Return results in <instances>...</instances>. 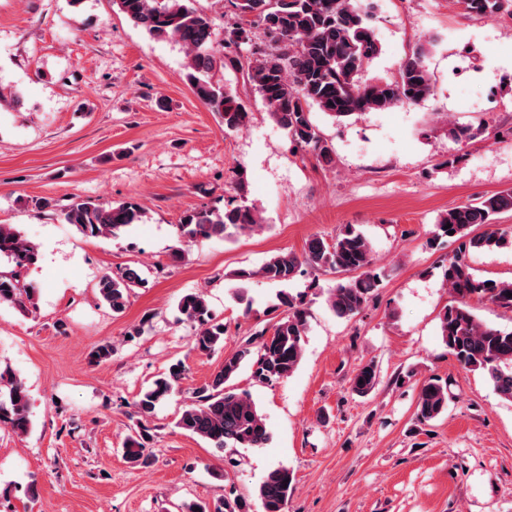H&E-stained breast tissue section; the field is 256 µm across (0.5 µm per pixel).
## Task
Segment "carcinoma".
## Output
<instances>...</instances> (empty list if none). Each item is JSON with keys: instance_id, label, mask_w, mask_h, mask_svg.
<instances>
[{"instance_id": "carcinoma-1", "label": "carcinoma", "mask_w": 512, "mask_h": 512, "mask_svg": "<svg viewBox=\"0 0 512 512\" xmlns=\"http://www.w3.org/2000/svg\"><path fill=\"white\" fill-rule=\"evenodd\" d=\"M232 23L224 38V57L211 53L213 28L210 18L192 6V0H116L120 12L158 39L180 42L187 55L183 77L195 96L222 114L224 128L241 131L250 123V112L238 95L221 88L212 72L228 64L244 71L247 81L260 95L272 119L286 131L291 142L312 155L323 167L335 165V151L311 119L316 107L333 118L364 112H380L397 106L417 105L433 93L431 72L425 62L428 47L417 45L406 56L391 81L362 84L358 76L380 53L374 32L368 25L373 0H225ZM466 13L491 18L512 10V0H459ZM260 27L274 44L267 50L252 44V29ZM248 45V55L238 50ZM484 133L479 125L451 126L448 134L471 140ZM512 211V187L477 197L448 210L436 222L441 235L451 225L452 238L459 241L447 259L444 281L452 295L439 316L443 343L456 361L470 371H480L494 391L512 401V330L483 323L473 312L471 300L488 301L512 311V281L488 282L477 277L468 262L476 253L512 244L509 232L495 223L497 216ZM144 212L135 202L118 204L76 199L64 212V221L85 237L116 236L142 222ZM263 227L256 211L246 204L229 203L219 213L211 209L187 212L176 225L178 240L202 242L212 238L233 241L246 232ZM14 265L10 274H0V304L22 311L36 307L35 292L19 283L21 270L35 264L36 244L24 239L10 224H0V258ZM311 267L331 273L351 274L329 290L328 304L339 318L351 319L363 309L379 287L382 274L374 267L370 241L355 226H344L326 240L311 236L299 254L281 251L269 256L258 268H240L234 277L247 282L256 277L273 283H288ZM142 278L134 267L119 275L105 274L97 288L112 312L126 308L129 293ZM283 315L271 326L255 332L223 363L209 380L195 389L175 427L206 440L214 447L264 448L270 440L265 418L251 396L239 392L231 381L247 366L255 379L272 382L291 376L303 354V333L307 323L304 303L292 293L279 294ZM185 318L197 324L192 349L213 353L224 342V324L212 317L203 295L189 292L177 305ZM110 341L89 353V363L99 365L112 359ZM185 375L183 362L168 367L162 376L133 403L134 427L128 435L124 456L134 466L149 467L154 441L149 419L157 405L178 393ZM377 365H359L350 379V390L369 396L378 384ZM448 383L430 378L421 383L416 401V418L429 423L448 411ZM0 426L18 435L32 428L29 394L24 382L8 367L0 368ZM293 472L284 465L268 471L258 488L262 512H287L293 490ZM182 512H251V504L239 496L209 503H188Z\"/></svg>"}]
</instances>
